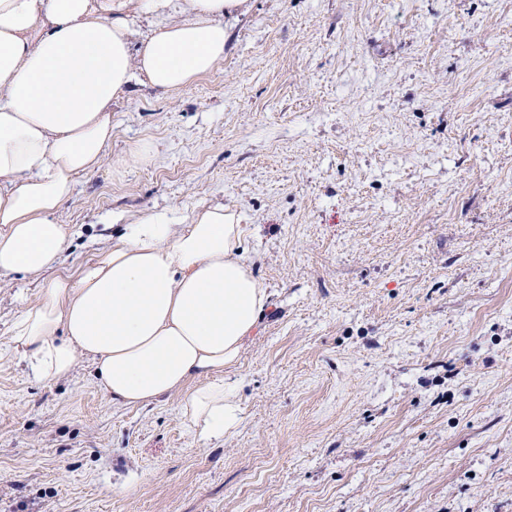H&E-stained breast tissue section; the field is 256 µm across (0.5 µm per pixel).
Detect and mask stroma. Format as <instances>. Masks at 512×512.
<instances>
[{"label": "stroma", "mask_w": 512, "mask_h": 512, "mask_svg": "<svg viewBox=\"0 0 512 512\" xmlns=\"http://www.w3.org/2000/svg\"><path fill=\"white\" fill-rule=\"evenodd\" d=\"M224 27L213 72L113 103L55 274L152 209L257 225L240 427L203 444L178 397L0 358V512H512V0H247ZM42 286L0 276V348Z\"/></svg>", "instance_id": "35a3bbf8"}]
</instances>
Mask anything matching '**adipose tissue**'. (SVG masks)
<instances>
[{
    "mask_svg": "<svg viewBox=\"0 0 512 512\" xmlns=\"http://www.w3.org/2000/svg\"><path fill=\"white\" fill-rule=\"evenodd\" d=\"M247 0H0V276L57 268L71 232L58 214L112 140V104L137 79L162 92L224 60V15ZM157 17L145 39L131 22ZM247 225L221 205L188 223L151 213L56 278L17 317L11 350L33 377L68 379L78 356L113 403L172 394L199 439L236 431L224 373L269 307L245 248Z\"/></svg>",
    "mask_w": 512,
    "mask_h": 512,
    "instance_id": "adipose-tissue-1",
    "label": "adipose tissue"
}]
</instances>
